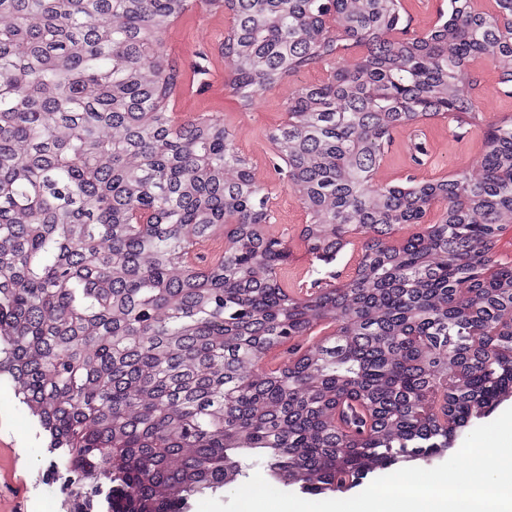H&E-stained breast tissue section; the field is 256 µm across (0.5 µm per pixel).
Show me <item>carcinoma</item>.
Segmentation results:
<instances>
[{"label":"carcinoma","instance_id":"1","mask_svg":"<svg viewBox=\"0 0 512 512\" xmlns=\"http://www.w3.org/2000/svg\"><path fill=\"white\" fill-rule=\"evenodd\" d=\"M195 5L232 16L238 93L328 66L267 138L305 255L359 245L349 278L288 290L291 245L224 123L168 111L164 36ZM0 18V377L76 493L118 482L123 512H182L243 454L341 492L512 394V117L485 128L477 176L373 183L399 129L476 124L470 61L512 84V0H448L420 31L401 0H0Z\"/></svg>","mask_w":512,"mask_h":512}]
</instances>
